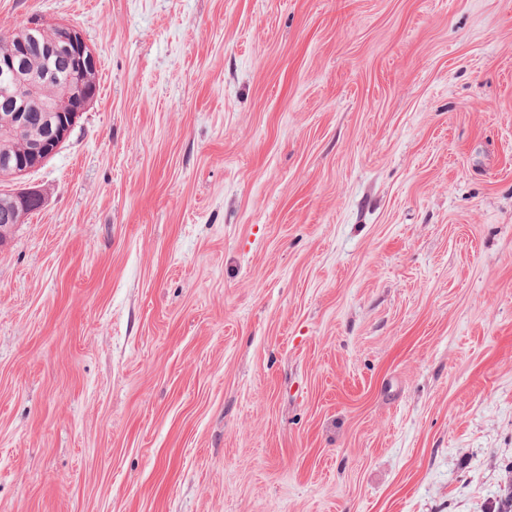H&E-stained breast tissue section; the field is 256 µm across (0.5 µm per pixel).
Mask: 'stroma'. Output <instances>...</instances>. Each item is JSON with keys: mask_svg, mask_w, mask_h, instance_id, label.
<instances>
[{"mask_svg": "<svg viewBox=\"0 0 512 512\" xmlns=\"http://www.w3.org/2000/svg\"><path fill=\"white\" fill-rule=\"evenodd\" d=\"M99 93L0 194V512H500L512 0H0ZM9 195L11 198L10 203L8 195L1 194L0 196V213L9 203L6 210L1 213L0 226L2 224L14 228L17 224H23L26 216L37 209L42 201L40 194L29 188L17 189L9 193ZM2 201L4 203L3 207L1 205ZM1 218L8 224L2 223Z\"/></svg>", "mask_w": 512, "mask_h": 512, "instance_id": "obj_1", "label": "stroma"}]
</instances>
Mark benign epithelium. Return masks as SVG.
I'll use <instances>...</instances> for the list:
<instances>
[{"mask_svg": "<svg viewBox=\"0 0 512 512\" xmlns=\"http://www.w3.org/2000/svg\"><path fill=\"white\" fill-rule=\"evenodd\" d=\"M41 41L48 53L74 71L71 87L51 102L39 96L41 75L28 67L32 42ZM10 51L0 55V72L13 76V85L1 104L12 108L3 119L11 135L25 137V152L15 155L0 148V178L20 179L43 166L69 137L77 120L96 98L90 72L97 66L95 51L75 27L56 22L29 24L10 36ZM41 205V196L29 188L10 193V203L0 219L14 227Z\"/></svg>", "mask_w": 512, "mask_h": 512, "instance_id": "7a95c632", "label": "benign epithelium"}]
</instances>
